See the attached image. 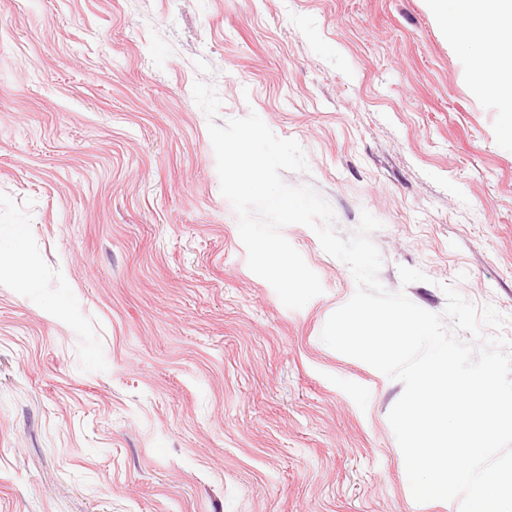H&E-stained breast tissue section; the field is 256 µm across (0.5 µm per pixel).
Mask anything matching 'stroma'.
Listing matches in <instances>:
<instances>
[{"label":"stroma","mask_w":512,"mask_h":512,"mask_svg":"<svg viewBox=\"0 0 512 512\" xmlns=\"http://www.w3.org/2000/svg\"><path fill=\"white\" fill-rule=\"evenodd\" d=\"M253 112L342 236L381 221L387 290L512 339V114L427 0H0V225L40 284L0 256V512H459L412 497L402 383L321 339L350 269L299 224L321 295L249 269L207 123Z\"/></svg>","instance_id":"stroma-1"}]
</instances>
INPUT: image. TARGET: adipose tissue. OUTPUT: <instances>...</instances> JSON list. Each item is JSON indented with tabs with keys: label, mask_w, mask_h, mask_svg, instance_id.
I'll return each mask as SVG.
<instances>
[{
	"label": "adipose tissue",
	"mask_w": 512,
	"mask_h": 512,
	"mask_svg": "<svg viewBox=\"0 0 512 512\" xmlns=\"http://www.w3.org/2000/svg\"><path fill=\"white\" fill-rule=\"evenodd\" d=\"M431 15L470 59L474 84L502 104L512 105V28L498 33L502 19L512 20V0H427Z\"/></svg>",
	"instance_id": "1"
}]
</instances>
